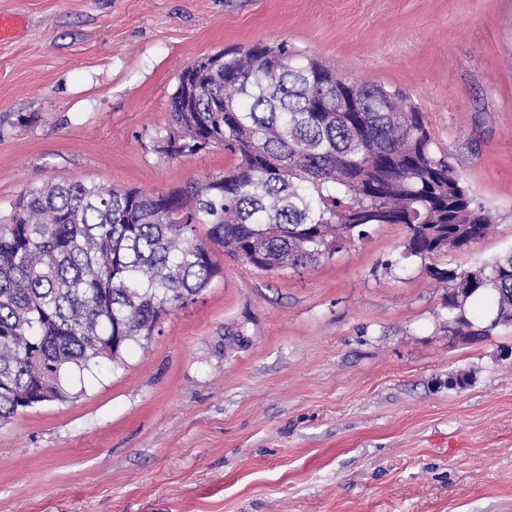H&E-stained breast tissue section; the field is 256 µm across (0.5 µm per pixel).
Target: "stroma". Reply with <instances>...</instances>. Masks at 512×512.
Wrapping results in <instances>:
<instances>
[{
  "mask_svg": "<svg viewBox=\"0 0 512 512\" xmlns=\"http://www.w3.org/2000/svg\"><path fill=\"white\" fill-rule=\"evenodd\" d=\"M0 212L47 181L168 192L222 173L168 157L177 76L287 43L405 92L488 209L487 234L403 258L386 224L308 269L219 274L120 365L0 426V512H512V326L448 330L430 266L512 252V0H0ZM467 378L455 385L456 375Z\"/></svg>",
  "mask_w": 512,
  "mask_h": 512,
  "instance_id": "1",
  "label": "stroma"
}]
</instances>
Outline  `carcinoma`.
Masks as SVG:
<instances>
[{
  "mask_svg": "<svg viewBox=\"0 0 512 512\" xmlns=\"http://www.w3.org/2000/svg\"><path fill=\"white\" fill-rule=\"evenodd\" d=\"M179 74L158 150L222 147L234 165L165 195L84 182L24 189L0 216V423L63 401L66 372L122 360L168 309L219 274L207 239L255 268H307L383 224L407 228L422 260L482 238L492 217L433 150L421 112L398 91L351 82L315 58L258 42L203 56ZM475 335L484 294L512 326V252L490 268H433Z\"/></svg>",
  "mask_w": 512,
  "mask_h": 512,
  "instance_id": "obj_1",
  "label": "carcinoma"
}]
</instances>
